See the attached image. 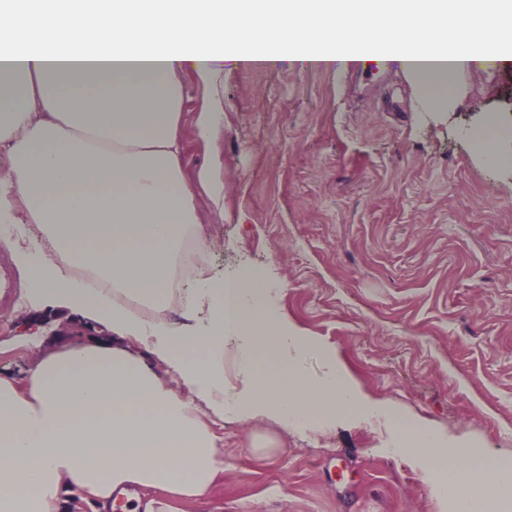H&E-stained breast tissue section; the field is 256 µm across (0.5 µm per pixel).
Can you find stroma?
<instances>
[{
	"instance_id": "stroma-1",
	"label": "stroma",
	"mask_w": 512,
	"mask_h": 512,
	"mask_svg": "<svg viewBox=\"0 0 512 512\" xmlns=\"http://www.w3.org/2000/svg\"><path fill=\"white\" fill-rule=\"evenodd\" d=\"M463 85V107L439 114L394 69L228 67L214 88L221 135L183 136L188 167L224 156L223 214L199 203L211 274L271 268L282 312L336 351L366 397L512 457V167L469 138L491 112L512 126V68ZM110 338L18 278L0 301V378L26 385L43 358ZM206 421L223 475L202 500L136 489L156 512L443 508L378 424Z\"/></svg>"
}]
</instances>
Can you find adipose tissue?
I'll use <instances>...</instances> for the list:
<instances>
[{"mask_svg":"<svg viewBox=\"0 0 512 512\" xmlns=\"http://www.w3.org/2000/svg\"><path fill=\"white\" fill-rule=\"evenodd\" d=\"M261 20L273 37L248 49ZM371 60L406 73L427 111H454L464 75L512 63V0H497L492 21L486 0H0V224L43 234L35 251L0 246L37 292L149 350L186 389L102 344L45 358L25 388L0 378V512H58L67 492L110 512L129 485L204 497L224 471L207 411L291 430L379 417L398 433L395 453L432 483L456 477L454 512H484L512 489L511 458L459 451L367 399L332 353L321 352V380L260 385L267 358L292 366L321 351L277 310L262 272L213 282L198 269L187 304L210 301L208 335L168 319L184 245L205 242L198 193L224 210L220 155L186 168L184 75L210 92L193 116L208 141L224 126L211 93L224 67ZM77 266L93 279L70 275Z\"/></svg>","mask_w":512,"mask_h":512,"instance_id":"ef3b65f1","label":"adipose tissue"}]
</instances>
